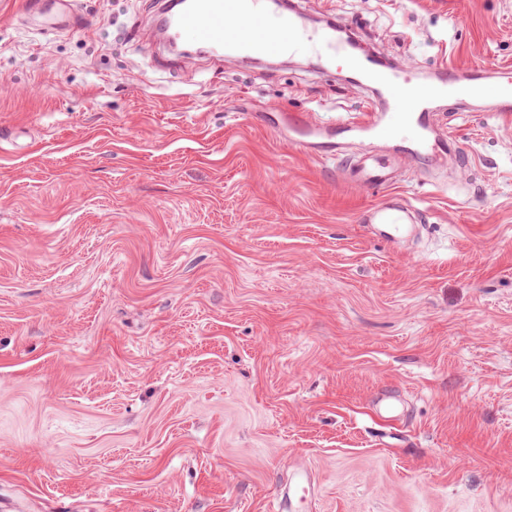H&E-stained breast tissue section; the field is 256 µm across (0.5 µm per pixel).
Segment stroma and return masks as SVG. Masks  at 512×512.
<instances>
[{"label":"stroma","mask_w":512,"mask_h":512,"mask_svg":"<svg viewBox=\"0 0 512 512\" xmlns=\"http://www.w3.org/2000/svg\"><path fill=\"white\" fill-rule=\"evenodd\" d=\"M0 0V501L16 512H512V118L402 173L426 231L291 151L341 67L158 47L156 0L40 33ZM419 81L512 64V0H308ZM405 395L400 427L375 413ZM312 490L308 473L304 468H296L288 488L277 493L274 500V512H309L312 503Z\"/></svg>","instance_id":"1"}]
</instances>
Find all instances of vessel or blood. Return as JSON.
I'll return each instance as SVG.
<instances>
[{
  "instance_id": "b4317fda",
  "label": "vessel or blood",
  "mask_w": 512,
  "mask_h": 512,
  "mask_svg": "<svg viewBox=\"0 0 512 512\" xmlns=\"http://www.w3.org/2000/svg\"><path fill=\"white\" fill-rule=\"evenodd\" d=\"M157 7L167 24L166 39L174 46L190 44L262 57L311 52L324 61L342 57L356 69L372 85L379 108L330 121L288 115L282 119L284 138L298 152L341 159V176L386 192L385 203L364 212L369 234L395 247L415 234V225L408 222L411 205L395 189L397 172L453 147V139L438 134L431 104L448 95L462 101L473 93V85L463 83L457 69L442 68L435 82L417 83L408 69L383 67L375 53L342 40L338 21L309 26L300 0H184L174 10L166 0H159ZM23 14L35 25L55 32L87 25L75 0H24ZM495 75V81L482 92L494 111L512 115V67L499 66ZM357 132L393 142V162H382L370 153L345 155L348 138ZM312 497L307 471L295 469L287 488L275 497L274 512H310Z\"/></svg>"
}]
</instances>
